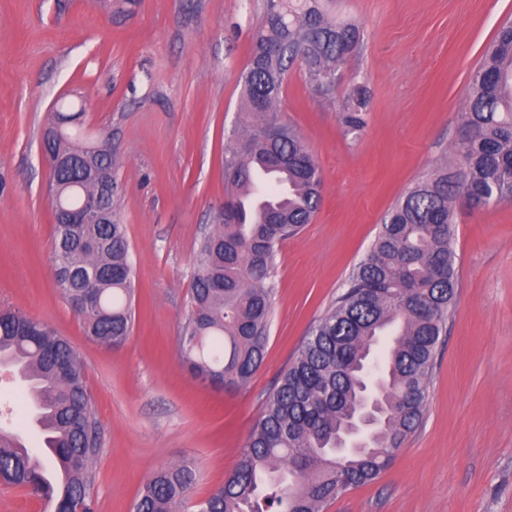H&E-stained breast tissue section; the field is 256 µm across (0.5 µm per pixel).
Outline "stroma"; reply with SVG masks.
I'll return each mask as SVG.
<instances>
[{"instance_id": "stroma-1", "label": "stroma", "mask_w": 512, "mask_h": 512, "mask_svg": "<svg viewBox=\"0 0 512 512\" xmlns=\"http://www.w3.org/2000/svg\"><path fill=\"white\" fill-rule=\"evenodd\" d=\"M361 40L330 91L300 66L277 111L323 178L311 224L272 272L269 339L247 383L217 389L180 359L197 245L227 196L223 160L263 0H0V309L66 337L100 422L94 512H132L146 479L194 461L196 504L235 468L268 395L343 292L387 210L421 175L462 164L460 114L512 0H327ZM366 126L340 121L355 86ZM84 97L85 132L112 136V196L127 227L135 318L89 341L57 290L48 168L52 107ZM454 310L418 430L369 484L323 512H512V200L455 203Z\"/></svg>"}]
</instances>
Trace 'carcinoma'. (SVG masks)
<instances>
[{
  "label": "carcinoma",
  "mask_w": 512,
  "mask_h": 512,
  "mask_svg": "<svg viewBox=\"0 0 512 512\" xmlns=\"http://www.w3.org/2000/svg\"><path fill=\"white\" fill-rule=\"evenodd\" d=\"M359 41L358 27L328 17L322 0H264L240 79L247 120L224 151V216L198 244L192 308L180 336L182 364L203 383L236 388L263 363L280 246L311 223L320 203L314 157L294 127L278 119L288 70L299 59L310 81L330 89L338 61ZM365 103L364 87L354 88L342 115L347 129L364 128ZM461 120L470 130L458 143L465 167L418 177L388 210L345 291L267 397L237 466L197 512H321L325 502L378 477L417 431L457 288L454 199L465 191L486 207L512 198V22L500 26L473 75ZM83 122L74 103H62L42 132L59 154L91 152L99 160L97 181L77 167L54 173L49 189L71 212L112 181L106 143L84 138ZM52 217L56 288L70 302L86 291L94 297L77 313L90 341L123 343L132 328L134 268L112 199L99 224ZM383 342L379 423L365 448L338 455L336 435L365 394L366 356ZM5 359L30 383L25 404L37 411L52 467L0 426V484L36 492L54 502V512H93L91 463L100 428L71 344L43 323L0 310ZM196 482L189 461L165 467L147 480L133 512H183Z\"/></svg>",
  "instance_id": "1"
}]
</instances>
